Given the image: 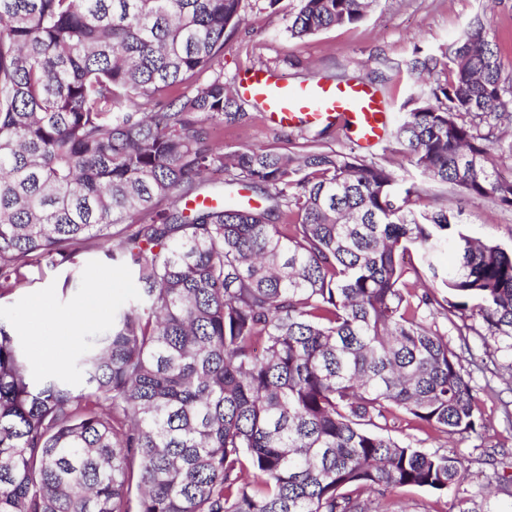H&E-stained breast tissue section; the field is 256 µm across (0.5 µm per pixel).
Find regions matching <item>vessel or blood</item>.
I'll return each mask as SVG.
<instances>
[{"mask_svg": "<svg viewBox=\"0 0 512 512\" xmlns=\"http://www.w3.org/2000/svg\"><path fill=\"white\" fill-rule=\"evenodd\" d=\"M245 90L283 125L335 121L346 126L361 144L376 142L386 125L387 116L376 92L362 81L292 87L256 70L248 76Z\"/></svg>", "mask_w": 512, "mask_h": 512, "instance_id": "vessel-or-blood-1", "label": "vessel or blood"}]
</instances>
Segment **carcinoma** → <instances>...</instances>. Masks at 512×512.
<instances>
[{
    "label": "carcinoma",
    "instance_id": "obj_1",
    "mask_svg": "<svg viewBox=\"0 0 512 512\" xmlns=\"http://www.w3.org/2000/svg\"><path fill=\"white\" fill-rule=\"evenodd\" d=\"M375 0H298L303 41ZM242 0H0V296L28 266L112 247L139 299L33 381L0 321V512H369L461 461L389 434L396 413L482 428L458 355L423 310L512 340V248L472 239L424 184L512 207V80L482 18L415 47L390 134L420 176L325 143L224 150L253 118L212 70ZM262 192L252 208L210 177ZM420 255L418 294L405 256ZM448 254V266L439 257Z\"/></svg>",
    "mask_w": 512,
    "mask_h": 512
}]
</instances>
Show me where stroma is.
Wrapping results in <instances>:
<instances>
[{
  "label": "stroma",
  "instance_id": "obj_1",
  "mask_svg": "<svg viewBox=\"0 0 512 512\" xmlns=\"http://www.w3.org/2000/svg\"><path fill=\"white\" fill-rule=\"evenodd\" d=\"M486 2L377 0L362 22L334 27L300 42L288 36L297 0H279L273 9L268 8L266 0H242L245 21L227 35L216 66L223 71L225 82L234 86L240 85L244 75L252 70L284 77L291 86L364 80L382 97L387 125L392 128L400 119L399 108L408 94L405 66L415 45H438L452 40L481 13ZM249 110L254 115L249 124L214 129L213 142L228 149L251 144L278 147L284 138L297 142L317 131L316 126L305 123L286 126L266 121L255 102ZM424 203L432 208L447 205L459 211L471 237L512 247V210L489 199L471 198L459 189L444 198L428 196ZM70 275L76 284L68 288L64 282ZM105 278L112 281L111 308L83 319L79 329L84 332L91 325L111 320L113 311L138 297L135 273L112 260L106 249L95 243H87L81 249L75 267H28L22 286L0 297V319L15 327L35 380L43 381L52 375L50 366L35 357L39 338L51 333L64 315L85 300L89 283ZM36 304L44 313L38 323L27 318ZM466 323V329L461 331L440 317L435 327L460 358L484 429L448 437L418 430L410 417L402 414L391 434L427 449L447 445L449 453L458 457L466 469L464 489L473 494L480 491L484 477L502 472L503 458L512 459V424L506 420L507 414H512V350L506 349L499 337L489 335L480 317L467 318ZM383 506L388 512H457L459 508L454 497L440 499L413 487L389 493Z\"/></svg>",
  "mask_w": 512,
  "mask_h": 512
}]
</instances>
